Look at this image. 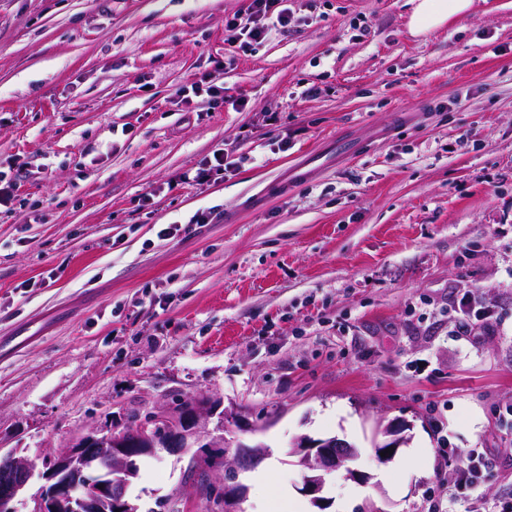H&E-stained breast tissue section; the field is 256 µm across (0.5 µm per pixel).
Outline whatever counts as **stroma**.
I'll return each mask as SVG.
<instances>
[{
	"mask_svg": "<svg viewBox=\"0 0 512 512\" xmlns=\"http://www.w3.org/2000/svg\"><path fill=\"white\" fill-rule=\"evenodd\" d=\"M246 5L0 0V164L19 183L0 213V449L47 458L204 394L258 425L223 434L262 443L304 512H340L353 479L327 476L319 510L301 435L357 447L356 512H424L485 449L456 510L494 512L512 493V0L421 37L406 0H292L248 52L224 28ZM216 59L224 105L178 110ZM238 144L233 171L182 182ZM192 457L140 460L139 512H224L185 485ZM256 473L241 512L271 508ZM486 466L485 452L480 448L467 451L463 465L456 471L453 483L456 490L474 492L478 489L482 470Z\"/></svg>",
	"mask_w": 512,
	"mask_h": 512,
	"instance_id": "1",
	"label": "stroma"
}]
</instances>
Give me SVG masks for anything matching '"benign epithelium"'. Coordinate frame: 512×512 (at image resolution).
<instances>
[{"mask_svg":"<svg viewBox=\"0 0 512 512\" xmlns=\"http://www.w3.org/2000/svg\"><path fill=\"white\" fill-rule=\"evenodd\" d=\"M216 404L206 395L194 398L192 405L177 410L160 407L157 416L139 422L134 431L103 435L92 428L75 444L43 461L47 479L53 481L50 495L35 502L32 512H134L127 496L131 458L190 448L216 447L209 425ZM293 453L306 474L301 492L314 504L323 501L326 476L345 462L356 458L355 447L336 436L294 440ZM264 455L260 443L224 442V512H239L247 487L239 480L241 468ZM37 459L13 448L0 463V512H14L11 503L34 476Z\"/></svg>","mask_w":512,"mask_h":512,"instance_id":"1","label":"benign epithelium"}]
</instances>
